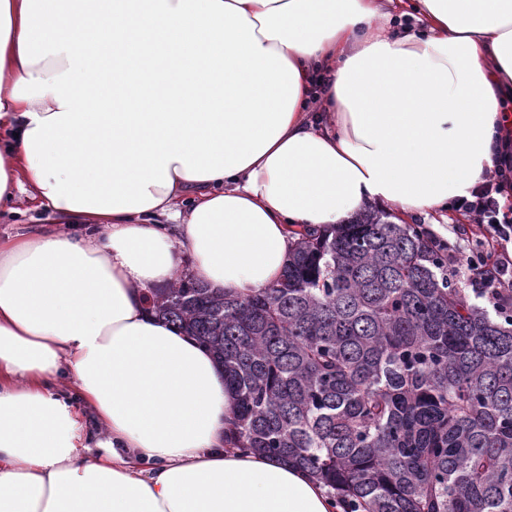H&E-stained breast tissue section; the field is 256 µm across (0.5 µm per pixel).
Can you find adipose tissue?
Returning a JSON list of instances; mask_svg holds the SVG:
<instances>
[{"label": "adipose tissue", "mask_w": 512, "mask_h": 512, "mask_svg": "<svg viewBox=\"0 0 512 512\" xmlns=\"http://www.w3.org/2000/svg\"><path fill=\"white\" fill-rule=\"evenodd\" d=\"M510 138L512 0H0V212L60 225L0 238V512H339L145 298L271 287L293 229L471 197Z\"/></svg>", "instance_id": "adipose-tissue-1"}]
</instances>
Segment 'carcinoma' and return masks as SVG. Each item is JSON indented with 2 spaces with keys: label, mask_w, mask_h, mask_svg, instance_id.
<instances>
[{
  "label": "carcinoma",
  "mask_w": 512,
  "mask_h": 512,
  "mask_svg": "<svg viewBox=\"0 0 512 512\" xmlns=\"http://www.w3.org/2000/svg\"><path fill=\"white\" fill-rule=\"evenodd\" d=\"M147 304L224 368L231 444L305 470L344 512H512V310L458 287L421 225L305 229L269 288L188 280Z\"/></svg>",
  "instance_id": "carcinoma-1"
}]
</instances>
